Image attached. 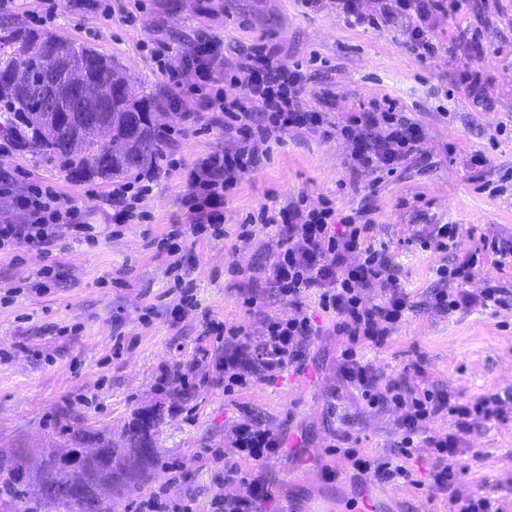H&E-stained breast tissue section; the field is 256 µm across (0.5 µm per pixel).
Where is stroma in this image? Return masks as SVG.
Wrapping results in <instances>:
<instances>
[{
	"label": "stroma",
	"mask_w": 512,
	"mask_h": 512,
	"mask_svg": "<svg viewBox=\"0 0 512 512\" xmlns=\"http://www.w3.org/2000/svg\"><path fill=\"white\" fill-rule=\"evenodd\" d=\"M57 3L48 32L95 45L131 83L154 94L172 92L145 53L154 43L169 46L175 66L204 28L223 36L232 62L239 48L276 45L289 63L306 68L308 105L332 93L326 119L333 128L327 135L284 133L270 159L227 196L223 236L186 237L174 257L159 243L188 221V173L224 146L222 127L192 119L194 98L166 109L164 160L140 204L146 215L140 224L113 222L103 201L112 179L71 176L18 147L0 153V171L16 178L11 195L0 197V224L23 223L16 197L44 184L75 200L97 227L92 244L65 232L53 253L22 246L0 256V448H44L83 430L117 438L137 414L154 410L162 418L154 464L135 492L113 493L112 512H134L140 499L162 487L194 512H208L215 491H236L224 482L225 462L238 459L232 427L256 420L312 450L303 462H261L280 512H345L361 483L331 445L347 434L370 460L395 458L400 409L359 401L340 372L346 340L333 333L314 297L303 306L320 333L305 346L304 372L288 367L274 380L232 394L225 393L219 369L224 343L205 325L211 318L243 327L256 345L268 317L293 315V307L272 294L254 308L243 305L239 283L271 266L278 248L271 229L255 224L245 236L240 224L264 204L279 208L303 197L316 206L326 199L343 216L372 209L373 242L387 247L410 296L386 344L366 352L382 381L403 378L464 405L500 398L503 420L473 418L448 464L464 469L463 491L485 490L502 512H512V306L448 314L434 301L437 267L472 253L478 260L467 289L512 293V261L482 247L486 239L512 238V0H467L455 17L437 16L433 37L440 49L425 62L409 49V20L401 14L372 28L349 25L303 0H146L144 24L130 27L75 0ZM467 72L482 75L491 109L468 99L461 80ZM382 96L420 126L423 156L377 180L339 126ZM477 153L485 163L475 167ZM438 224L453 225L456 250L415 246L416 236ZM47 266L53 273L43 291H28ZM178 275L192 288L195 305L177 317L170 289ZM176 367L193 377V386L162 382L163 371ZM216 449L224 463L214 461ZM432 461V449L419 442L408 462L412 480L392 486L389 512H448L447 498L426 487Z\"/></svg>",
	"instance_id": "obj_1"
}]
</instances>
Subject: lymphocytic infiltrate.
I'll return each mask as SVG.
<instances>
[{
    "mask_svg": "<svg viewBox=\"0 0 512 512\" xmlns=\"http://www.w3.org/2000/svg\"><path fill=\"white\" fill-rule=\"evenodd\" d=\"M463 0H377L379 10L368 15L359 0H336V12L351 24L380 26L393 14L402 13L411 20L410 47L419 59L435 56L438 43L430 35L432 21L439 15H456ZM168 50L159 44L151 59L164 72L169 85L182 93L199 96L202 111L213 123L224 126L230 148L215 151L197 162L188 176L185 204L190 223L187 228L169 233L165 247L177 254L185 235L224 233V202L244 174L268 158L274 144L288 128L321 131L325 119L321 112L304 110L302 93L307 75L302 66L288 65L278 52L264 44L241 49L242 59L232 64L224 57V40L202 34L185 54L181 68L170 69L165 63ZM342 134L351 139L357 160L375 172L393 173L400 164L419 154L421 134L398 111L395 101H373L371 110L352 114ZM150 191L149 184L116 185L106 195L117 223L132 224L144 214L138 205ZM27 220L22 224H0V253L18 246L47 253L59 238L60 227H67L77 238L95 240V227L88 224L81 210L49 187H30L22 200ZM249 223L273 227L279 249L276 265L262 276H250L241 287L243 304L257 305L266 289L291 304L296 313L288 319L269 317L259 345L243 341V330L230 327L224 344V391L249 386L255 380L273 379L287 367L303 370L304 348L317 330L309 315L302 312V300L315 295L319 308L332 319V329L346 337L341 352V372L368 406L389 401L402 411L398 420L401 434L398 462L373 463L351 447H337L336 452L350 461L358 473L381 482L408 479L404 461L416 441L422 438L424 423L440 416L455 419L456 430L426 438L434 448L429 488L448 498V512H499L482 492L461 493V475L448 467V457L460 451L462 434L471 428L472 417L487 420L503 416L498 398L487 396L473 405L452 403L449 396L426 388L413 389L392 382L380 385L364 352L385 345L392 327L400 322L408 307V294L391 271L384 249L371 245L375 227L368 211L336 218L329 205L310 207L299 201L273 210L261 207L250 215ZM382 288L380 301L367 300L371 288ZM505 290L486 288L469 294L454 288L438 291L435 306L444 312L466 307L504 306ZM232 442L241 460L259 462L281 454L284 439L263 425L239 423L231 430ZM224 481L238 486L234 495L214 494L210 512H265L264 503L273 495L262 472L250 473L239 463H225Z\"/></svg>",
    "mask_w": 512,
    "mask_h": 512,
    "instance_id": "lymphocytic-infiltrate-1",
    "label": "lymphocytic infiltrate"
}]
</instances>
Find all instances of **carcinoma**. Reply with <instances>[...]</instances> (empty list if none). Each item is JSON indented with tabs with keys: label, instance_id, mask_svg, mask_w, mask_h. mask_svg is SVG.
Here are the masks:
<instances>
[{
	"label": "carcinoma",
	"instance_id": "cac0c4a2",
	"mask_svg": "<svg viewBox=\"0 0 512 512\" xmlns=\"http://www.w3.org/2000/svg\"><path fill=\"white\" fill-rule=\"evenodd\" d=\"M84 62L79 79L88 86L105 87L110 92L104 104L92 105L110 133L112 148L101 142L84 140L70 151L59 144L75 136L74 127L57 128L50 138L48 108L40 92L47 68L64 71L70 61ZM0 128L41 161L58 163L64 169L84 175L118 178L155 169L163 157L165 133L155 123L154 114L164 108L162 98L148 94L124 79L122 69L111 58L87 43L62 41L52 33L5 23L0 26ZM161 423L152 414L148 426L134 419L118 442L99 433H83L81 439L95 443L104 457L91 461L84 449L63 441L35 453L30 448H0V512H112L102 499L101 487L94 484V472L105 469L112 486L124 491L141 481L155 451L145 455L140 448ZM67 448L76 459L67 466L58 462L59 449ZM36 473L39 483L56 485L63 480L85 486L76 504L63 495L45 496L30 482Z\"/></svg>",
	"mask_w": 512,
	"mask_h": 512
}]
</instances>
